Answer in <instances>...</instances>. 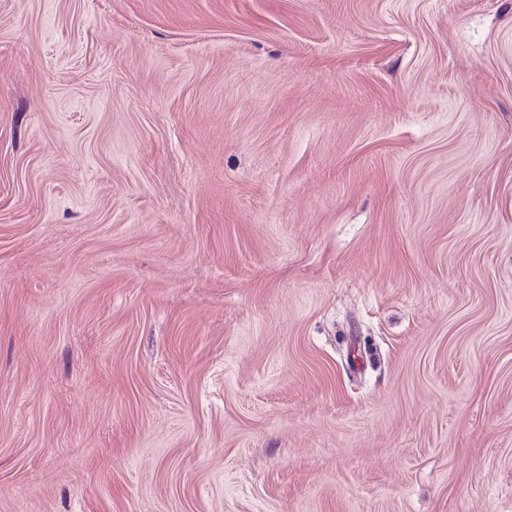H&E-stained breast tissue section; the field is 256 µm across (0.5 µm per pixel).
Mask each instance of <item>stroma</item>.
Listing matches in <instances>:
<instances>
[{
    "label": "stroma",
    "instance_id": "1",
    "mask_svg": "<svg viewBox=\"0 0 512 512\" xmlns=\"http://www.w3.org/2000/svg\"><path fill=\"white\" fill-rule=\"evenodd\" d=\"M0 512H512V0H0Z\"/></svg>",
    "mask_w": 512,
    "mask_h": 512
}]
</instances>
